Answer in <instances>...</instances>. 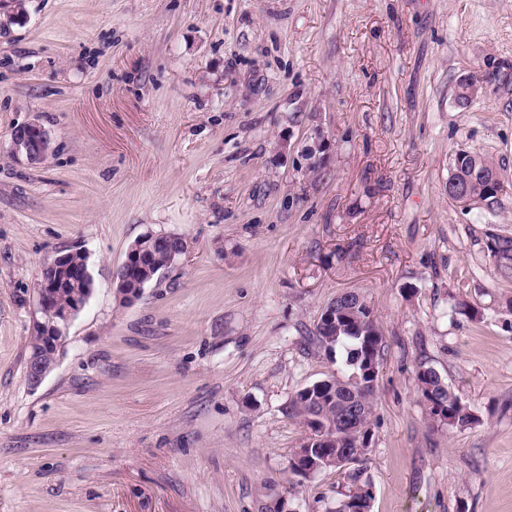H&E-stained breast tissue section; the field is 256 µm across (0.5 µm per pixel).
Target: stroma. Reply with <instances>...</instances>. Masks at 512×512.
Wrapping results in <instances>:
<instances>
[{"instance_id": "1", "label": "stroma", "mask_w": 512, "mask_h": 512, "mask_svg": "<svg viewBox=\"0 0 512 512\" xmlns=\"http://www.w3.org/2000/svg\"><path fill=\"white\" fill-rule=\"evenodd\" d=\"M512 0H26L0 13V512H335L347 469L301 479L294 394L340 373L313 332L345 290L385 336L371 512H512ZM484 80L465 109L458 80ZM28 123L51 139L15 155ZM330 141L310 171L313 129ZM497 203L448 198L456 151ZM186 251L132 304L133 241ZM88 256L94 291L31 386L36 284ZM434 368L476 415L418 392ZM13 143V152L16 155L22 154L20 152V144L25 146V158L30 163H38L44 159V147L50 141L48 133L37 124H28L15 130ZM28 144V145H27ZM454 179L465 184L487 206L497 202L499 194L504 190L494 164L479 152L459 151L455 154L454 168L448 175V183ZM487 249L500 273L504 277L512 278V236L489 234ZM418 390L421 397L439 401V411L431 409L429 418L448 427L466 428L476 422L477 418L458 396L443 381L440 374L430 367H420L416 373Z\"/></svg>"}]
</instances>
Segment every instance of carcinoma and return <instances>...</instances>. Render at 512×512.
Returning a JSON list of instances; mask_svg holds the SVG:
<instances>
[{
	"instance_id": "cac0c4a2",
	"label": "carcinoma",
	"mask_w": 512,
	"mask_h": 512,
	"mask_svg": "<svg viewBox=\"0 0 512 512\" xmlns=\"http://www.w3.org/2000/svg\"><path fill=\"white\" fill-rule=\"evenodd\" d=\"M460 180L472 194L478 196L485 205L497 202L504 190L503 182L498 177L494 164L487 156L479 152L459 151L455 154L454 168L448 180ZM487 249L494 259L500 273L512 278V236L492 233L488 235ZM170 247L155 244L142 257L133 261L124 273V287L114 291L115 300L121 305L127 304V289L136 285L150 283L160 272L171 267ZM89 294L90 289L80 282H73L69 287L57 289L54 304L63 308L68 305L73 295ZM327 307L336 310V321L319 320L314 336L317 343L327 354H342L349 375L329 377L330 383L321 388L309 390L302 388L289 403V414L310 424L315 417L318 423L334 424L342 399L351 395L347 386L351 384L352 374L356 373L367 379L363 371L368 369V346H378L377 361H382L385 338L373 315V311L363 295L357 292L342 293L332 300ZM38 360L45 366L55 363L53 349L39 335H31L28 344L27 361ZM418 390L425 398L433 397L438 401V409L428 412L429 418L443 425L466 428L477 421L476 416L443 381L440 374L430 367H420L416 373ZM376 389L372 386L357 392L363 413V425L366 435H372V411ZM351 488L340 505L338 512H349L352 507H367L372 500L370 489L372 482L364 476L361 469L349 473Z\"/></svg>"
}]
</instances>
